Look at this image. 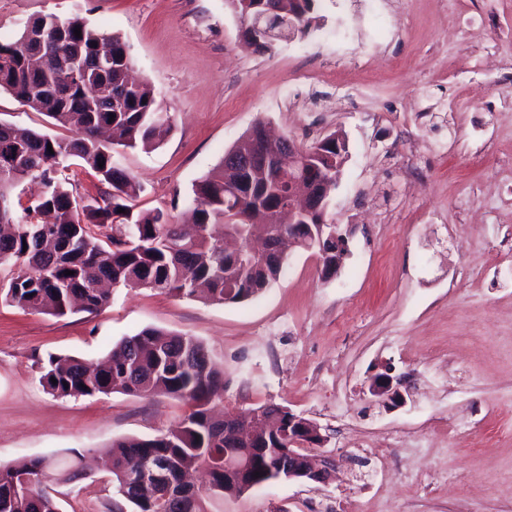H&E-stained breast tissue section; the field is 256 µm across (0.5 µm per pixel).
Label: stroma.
<instances>
[{
	"label": "stroma",
	"mask_w": 512,
	"mask_h": 512,
	"mask_svg": "<svg viewBox=\"0 0 512 512\" xmlns=\"http://www.w3.org/2000/svg\"><path fill=\"white\" fill-rule=\"evenodd\" d=\"M304 39L255 52L227 0H0V41L74 15L121 37L173 118L153 150L119 148L140 209L186 217L192 186L260 118L302 140L343 130L350 158L326 220L348 230L337 277L296 250L241 304L122 289L94 314L0 302V464L83 454L62 512H110L99 463L186 408L123 393L59 398L36 358L103 357L160 328L223 367L224 407L277 404L315 421L338 461L326 484L278 481L207 512H512V0H322ZM0 120L68 136L0 92ZM404 404L369 387L382 365Z\"/></svg>",
	"instance_id": "1"
}]
</instances>
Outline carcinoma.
<instances>
[{
    "instance_id": "1",
    "label": "carcinoma",
    "mask_w": 512,
    "mask_h": 512,
    "mask_svg": "<svg viewBox=\"0 0 512 512\" xmlns=\"http://www.w3.org/2000/svg\"><path fill=\"white\" fill-rule=\"evenodd\" d=\"M245 34L261 51L274 40L251 29L253 17L266 15L268 29L288 25V10L297 14L293 35L302 39L320 26L321 0H227ZM81 30V36L74 34ZM102 43L112 49V92L95 94L97 79L67 95L56 87L68 81L54 66L58 57L94 60ZM131 61L125 43L76 15L28 19L19 37L0 42V92L72 127L74 135L53 137L0 121V268L11 272L0 284V301L31 313L65 316L93 314L107 305L112 289L149 288L179 298L213 304H240L261 296L276 282L288 260L279 247L288 225L267 224L268 213L288 206V182L274 161L243 174L229 173L219 162L193 185L189 225L178 224L161 209H137L142 186L121 168L114 147H157L172 129L154 86L146 79L129 81ZM114 121H109V118ZM52 150H47V146ZM88 167L104 190L82 204L58 177L72 162ZM28 179L41 182V195L17 215L13 193ZM124 212H119V209ZM321 216L306 219L307 233L322 242L316 250L333 252L336 244L320 228ZM253 238L269 248L264 259L247 250ZM72 274L66 275L64 271ZM39 381L56 397H94L120 392L133 396L164 395L190 406L174 427L152 438L112 442L108 471L116 494L132 512H206L204 498L224 491V458L250 448V472L239 491L271 484L288 470V449L301 432L288 431V408L264 404L249 409L256 422L246 445L227 432L237 428L224 416V369L214 364L204 345L191 336L144 328L123 338L108 362L93 365L81 358L50 354L37 361ZM144 461L160 470L159 484L133 486L132 474ZM82 458L69 461L34 458L0 465V512H58L49 488L78 477ZM209 470L200 491L186 480L193 471Z\"/></svg>"
}]
</instances>
